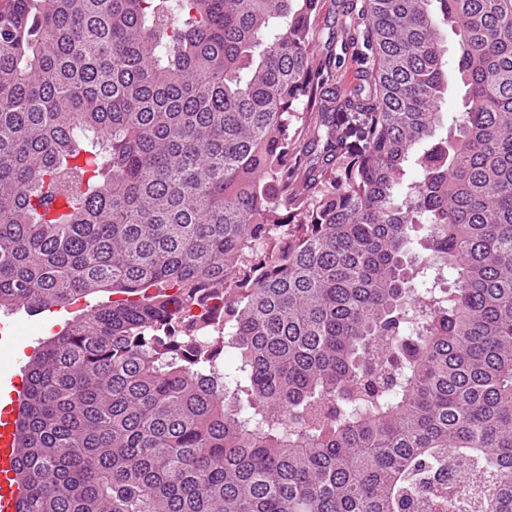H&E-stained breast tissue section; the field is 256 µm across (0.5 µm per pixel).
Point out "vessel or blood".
Masks as SVG:
<instances>
[{"label":"vessel or blood","instance_id":"1","mask_svg":"<svg viewBox=\"0 0 512 512\" xmlns=\"http://www.w3.org/2000/svg\"><path fill=\"white\" fill-rule=\"evenodd\" d=\"M0 390L9 401L0 406V512H22L27 495L25 485L16 479L19 452L16 444V420L25 386L20 375L0 378Z\"/></svg>","mask_w":512,"mask_h":512}]
</instances>
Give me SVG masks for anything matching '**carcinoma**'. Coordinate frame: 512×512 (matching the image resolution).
Returning a JSON list of instances; mask_svg holds the SVG:
<instances>
[{"instance_id": "carcinoma-1", "label": "carcinoma", "mask_w": 512, "mask_h": 512, "mask_svg": "<svg viewBox=\"0 0 512 512\" xmlns=\"http://www.w3.org/2000/svg\"><path fill=\"white\" fill-rule=\"evenodd\" d=\"M318 11L0 4V309L116 295L27 363L23 512H512V0H364L343 102Z\"/></svg>"}]
</instances>
